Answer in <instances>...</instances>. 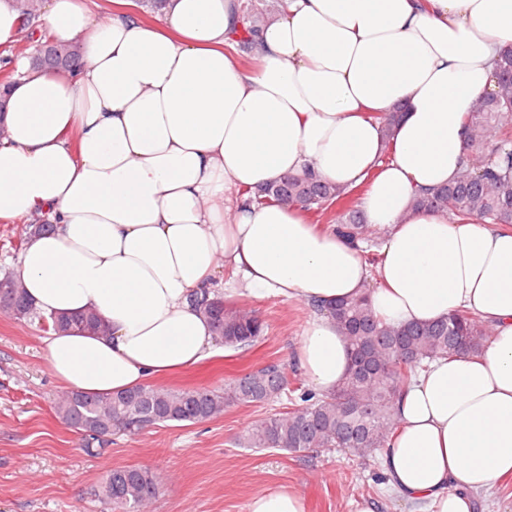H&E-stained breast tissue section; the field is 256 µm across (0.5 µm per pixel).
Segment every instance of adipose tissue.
Wrapping results in <instances>:
<instances>
[{"label":"adipose tissue","instance_id":"ef3b65f1","mask_svg":"<svg viewBox=\"0 0 512 512\" xmlns=\"http://www.w3.org/2000/svg\"><path fill=\"white\" fill-rule=\"evenodd\" d=\"M113 2L45 0L37 30L79 43L80 61L66 75L17 61L0 116V221L54 226L26 240L28 295L109 327L53 334V376L102 394L195 365L214 346L197 300L227 268L312 307L297 362L327 393L350 353L325 308L375 278L386 323L467 309L493 328L481 352L420 374L380 455L403 501L471 512L512 476V229L409 205L460 171L464 116L512 44V0H281L245 63L241 0H164L156 20ZM398 105L385 136L378 117ZM306 171L364 187L366 223L389 232L376 270L299 206L245 194Z\"/></svg>","mask_w":512,"mask_h":512}]
</instances>
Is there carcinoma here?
I'll use <instances>...</instances> for the list:
<instances>
[{"instance_id": "1", "label": "carcinoma", "mask_w": 512, "mask_h": 512, "mask_svg": "<svg viewBox=\"0 0 512 512\" xmlns=\"http://www.w3.org/2000/svg\"><path fill=\"white\" fill-rule=\"evenodd\" d=\"M20 32L29 33L39 15V0H15ZM264 16H246L239 42L252 48ZM16 56L28 57L34 68L69 71L79 61V49L44 38L19 47ZM493 89L466 116L470 130L468 155L457 179L430 195L416 197L410 210L439 211L461 219L512 228V47L499 53ZM354 190L326 181L288 174L250 193V200L297 205L323 215L338 208L336 232L359 243L374 231L352 205ZM0 311L18 320L39 321L43 331L72 329L105 333L108 326L93 311L79 314L36 313L27 299L20 276L0 278ZM201 311L224 345L253 346L265 324L253 311L228 308L215 294L204 298ZM348 341L351 359L336 389L319 396L302 393L286 411L253 422L240 440L244 448L279 449L306 457L317 451H344L365 462L391 441L398 427L397 400L431 363L464 352L480 351L491 328L469 310H458L428 323L387 324L372 310L369 294L340 299L329 308ZM290 382L276 364L233 378L222 390L142 386L114 394L66 391L54 409L67 425L100 444L115 433L137 435L169 422H201L218 418L232 406L269 404ZM158 487L147 468L127 467L107 472L98 485V497L112 512H144Z\"/></svg>"}]
</instances>
